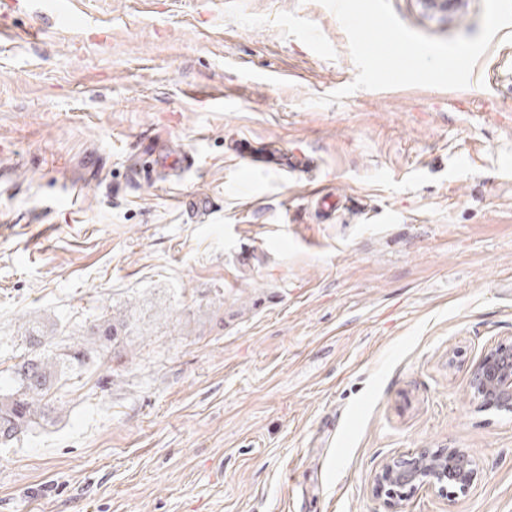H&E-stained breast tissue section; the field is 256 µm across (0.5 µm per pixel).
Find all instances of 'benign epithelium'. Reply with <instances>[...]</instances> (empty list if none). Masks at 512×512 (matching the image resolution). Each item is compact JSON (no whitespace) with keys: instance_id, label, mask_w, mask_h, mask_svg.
I'll use <instances>...</instances> for the list:
<instances>
[{"instance_id":"benign-epithelium-1","label":"benign epithelium","mask_w":512,"mask_h":512,"mask_svg":"<svg viewBox=\"0 0 512 512\" xmlns=\"http://www.w3.org/2000/svg\"><path fill=\"white\" fill-rule=\"evenodd\" d=\"M469 390L483 411L512 410V338L499 341L477 359L470 373ZM478 470L459 448H422L405 457L386 460L371 478L375 494L397 512L405 491L426 488L442 496L448 488L469 489Z\"/></svg>"}]
</instances>
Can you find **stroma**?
Segmentation results:
<instances>
[{"instance_id":"obj_1","label":"stroma","mask_w":512,"mask_h":512,"mask_svg":"<svg viewBox=\"0 0 512 512\" xmlns=\"http://www.w3.org/2000/svg\"><path fill=\"white\" fill-rule=\"evenodd\" d=\"M60 2L0 30V393L24 321L51 356L104 315L126 334L0 445V512H387L374 472L422 448L480 478L401 512H512V414L468 388L512 337V26L467 88L319 107L357 75L319 0ZM391 4L434 38L481 30L482 0ZM160 136L193 166L155 170ZM316 187L364 207L319 217Z\"/></svg>"}]
</instances>
